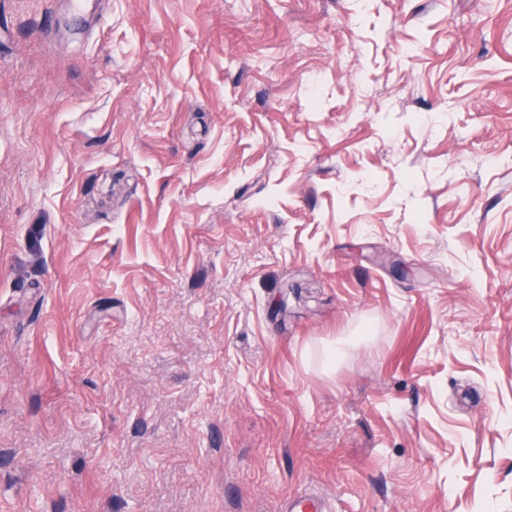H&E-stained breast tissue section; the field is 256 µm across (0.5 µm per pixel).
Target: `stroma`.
Wrapping results in <instances>:
<instances>
[{
    "instance_id": "stroma-1",
    "label": "stroma",
    "mask_w": 512,
    "mask_h": 512,
    "mask_svg": "<svg viewBox=\"0 0 512 512\" xmlns=\"http://www.w3.org/2000/svg\"><path fill=\"white\" fill-rule=\"evenodd\" d=\"M2 30L0 512H512V0ZM284 510L286 512H329L334 509L328 506L322 496L311 492L296 498H289Z\"/></svg>"
}]
</instances>
